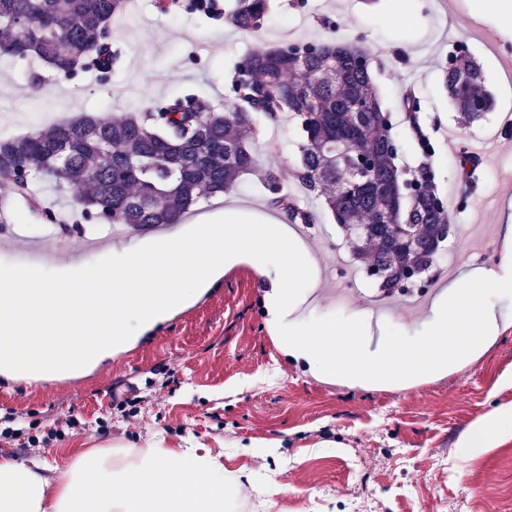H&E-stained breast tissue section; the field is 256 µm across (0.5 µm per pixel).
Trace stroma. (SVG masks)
<instances>
[{
  "label": "stroma",
  "instance_id": "stroma-1",
  "mask_svg": "<svg viewBox=\"0 0 512 512\" xmlns=\"http://www.w3.org/2000/svg\"><path fill=\"white\" fill-rule=\"evenodd\" d=\"M401 0H270L259 32L244 34L227 19L190 6L162 14L156 0H135L117 15L121 35L112 37V68L81 67L62 75L36 58H0V137H17L93 112L117 118L188 96L227 111L242 60L270 47L338 39L366 51L381 101L390 115L398 161L415 171L431 164V181L455 210L457 234L478 232L484 250L447 247L427 290L440 295L462 274L498 270L503 226L512 216V126L499 114L512 109V27L497 5L476 0H415L418 18L397 20ZM482 67L495 109L467 123L448 97L442 70L458 50ZM419 104V123L429 136L425 157L400 107L406 92ZM495 139L473 182L459 174L482 133ZM298 125L258 119L252 136L257 168L242 175L232 193L243 221L266 218L271 195L264 172L275 168L281 193L313 211L316 228L304 239L312 265L334 273V282L309 279L298 289L304 302L292 315L296 328L321 321H362L371 298L336 270L346 250L323 198L296 176ZM39 205L0 191V268L28 265V235L39 233L43 207L77 211L75 190L58 192L53 180L38 182ZM68 253L86 266L110 264L122 249L155 239V232L110 238L106 229L72 228ZM89 238L104 240L99 252ZM274 266L248 263L225 269L206 293L152 331L129 330L137 344L111 365L73 378L33 385L0 377V450L24 454L29 436L64 430L62 439L37 449L79 442L145 448L155 441H184L211 451L225 474L238 479L231 512H512V440L472 451L463 440L471 426L498 406L512 403V297L491 296L498 316L495 338L460 370L417 377L403 384H354L337 378L321 387L320 376L283 351L272 335L267 295ZM429 310L391 300L386 319L371 321L372 336L412 339L429 328ZM74 428H66V421ZM22 422V433L11 432Z\"/></svg>",
  "mask_w": 512,
  "mask_h": 512
}]
</instances>
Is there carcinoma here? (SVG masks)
Here are the masks:
<instances>
[{"label": "carcinoma", "mask_w": 512, "mask_h": 512, "mask_svg": "<svg viewBox=\"0 0 512 512\" xmlns=\"http://www.w3.org/2000/svg\"><path fill=\"white\" fill-rule=\"evenodd\" d=\"M127 0H0V55L36 57L65 75L82 59L112 68V49L102 45L101 27L125 11ZM268 0H238L229 16L241 32L259 29ZM366 52L356 46L317 43L307 51L297 45L276 47L247 56L234 87L240 104L223 113L195 99L175 100L119 119L83 114L48 129L0 140V172L20 166L25 177L14 182L22 197L31 194L32 179L50 177L81 190L79 200L93 202L83 211L87 221L120 224L127 232L178 223L203 196L228 192L237 179L256 168L248 133L262 116L276 121L290 113L301 126L297 174L305 187L324 197L338 227L368 270L382 271L378 288L388 295L405 291V265L424 274L437 263V246L451 224L447 210L426 180L401 188L400 221H410L411 244L399 239L390 224L389 204L375 185L403 182L395 159L392 126L377 94L369 68L357 65ZM448 97L466 122L481 117L468 111L479 100L494 107L483 91L485 77L475 62L460 58L443 70ZM371 102L363 121L355 119L351 101ZM371 153L375 167L350 191L349 165L336 152L338 141ZM271 203L291 220L312 224L315 215L285 196Z\"/></svg>", "instance_id": "carcinoma-1"}]
</instances>
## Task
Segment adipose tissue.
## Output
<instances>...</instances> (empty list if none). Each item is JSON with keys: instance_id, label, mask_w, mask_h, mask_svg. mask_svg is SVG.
I'll return each instance as SVG.
<instances>
[{"instance_id": "1", "label": "adipose tissue", "mask_w": 512, "mask_h": 512, "mask_svg": "<svg viewBox=\"0 0 512 512\" xmlns=\"http://www.w3.org/2000/svg\"><path fill=\"white\" fill-rule=\"evenodd\" d=\"M201 215L193 233L176 231L145 249H128L111 264L72 266L58 281L40 268L0 272V376L31 383L48 374L78 376L110 363L134 342L128 324L150 331L201 297L240 261L277 262L268 297L272 326L285 350L321 376L372 384L456 370L497 330L489 293L512 294V260L500 272L450 285L418 339L364 343L354 324L289 326L294 284L309 275L303 249L288 236L289 218L257 224ZM512 439V403L477 422L464 442L493 448ZM234 485L223 466L197 448L163 443L137 449L100 445L75 452L63 465L0 451V512H229Z\"/></svg>"}]
</instances>
